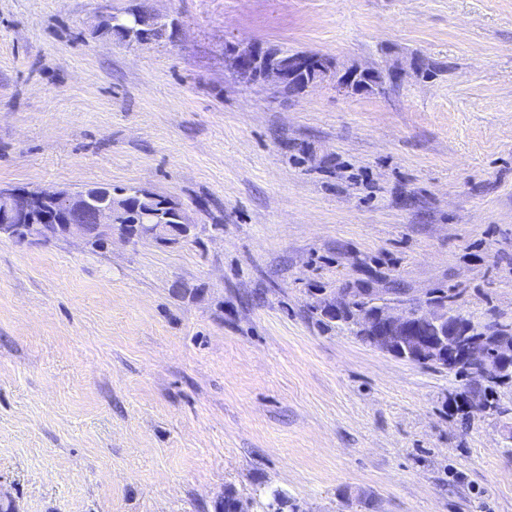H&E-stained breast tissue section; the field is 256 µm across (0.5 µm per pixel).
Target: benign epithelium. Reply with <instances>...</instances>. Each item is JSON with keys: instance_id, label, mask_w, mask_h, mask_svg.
<instances>
[{"instance_id": "obj_1", "label": "benign epithelium", "mask_w": 512, "mask_h": 512, "mask_svg": "<svg viewBox=\"0 0 512 512\" xmlns=\"http://www.w3.org/2000/svg\"><path fill=\"white\" fill-rule=\"evenodd\" d=\"M271 46H234L226 54L233 69L251 84L273 86L288 92L305 90L326 79H336L343 90L370 89L380 82L371 70H354L339 77L331 62L318 55L298 54L286 61L277 60ZM118 206L103 185H89L72 191L64 188L28 189L0 185V239L16 243L78 239L85 243L112 241L119 229L125 238L136 241L188 239L195 225L187 221L182 207L161 195L156 206L143 213L134 232L119 221ZM336 314L347 311L350 322L369 345L393 357L405 358L404 350L415 351L416 358L452 371L466 365L470 373L484 379L512 378V339L474 338L459 323L448 324V307L426 300L379 299L360 288H340L327 298ZM424 323L436 326L438 336H417ZM466 413L484 410L483 396L469 389L457 393Z\"/></svg>"}]
</instances>
